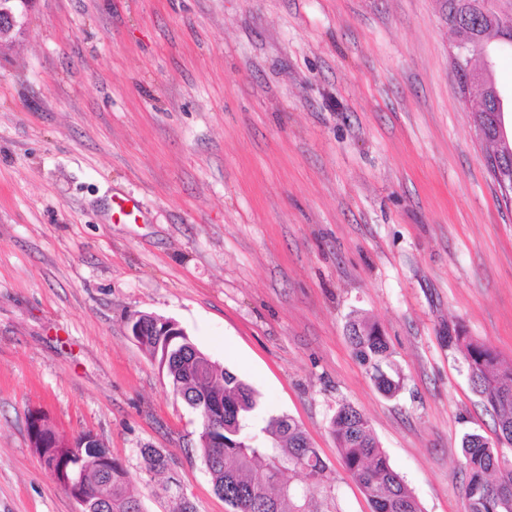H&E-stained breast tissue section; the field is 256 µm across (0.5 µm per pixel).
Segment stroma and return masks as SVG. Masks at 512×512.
Here are the masks:
<instances>
[{
	"instance_id": "obj_1",
	"label": "stroma",
	"mask_w": 512,
	"mask_h": 512,
	"mask_svg": "<svg viewBox=\"0 0 512 512\" xmlns=\"http://www.w3.org/2000/svg\"><path fill=\"white\" fill-rule=\"evenodd\" d=\"M442 0H37L0 49V512H78L28 423L89 431L146 512L169 460L196 512H229L198 415L128 334L175 320L296 419L371 512L330 421L369 419L423 512H464L462 439L494 434L454 328L512 364V209L452 63ZM136 198L137 220L112 202ZM384 330L380 394L346 325ZM496 156L493 155V158L489 159L488 155L485 154V155H483V161H484V164L486 165V168L493 180V183L496 187V190L499 194L501 201L504 204L509 205L511 207L512 206V187L510 189L507 186V184L504 180V176L501 174L500 169L498 168V164H497L498 162L495 159ZM493 165L495 166V168H493Z\"/></svg>"
}]
</instances>
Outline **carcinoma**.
Here are the masks:
<instances>
[{"instance_id":"carcinoma-1","label":"carcinoma","mask_w":512,"mask_h":512,"mask_svg":"<svg viewBox=\"0 0 512 512\" xmlns=\"http://www.w3.org/2000/svg\"><path fill=\"white\" fill-rule=\"evenodd\" d=\"M456 33L471 43L480 34L500 39L503 32H484L475 9L456 10ZM350 344L375 388L392 396L401 387L389 363V344L376 323L362 315L347 325ZM448 343L461 353L473 389L486 400L498 428L512 443V368L501 366L497 354L455 331ZM141 347L166 369L173 391L202 414L211 402L224 404V431L199 436V448L215 493L231 512H324L315 490L335 499L334 477L318 449L301 426L281 415L257 432L249 430L250 413L257 405L255 391L224 366L200 351L189 338L166 345L159 336L147 335ZM331 430L341 464L364 491L372 512H422L400 474L380 446L368 418L349 403L339 405ZM463 469L467 478L466 512H508L502 493L512 489V463L499 444L471 433L462 440ZM40 457L56 461V482L68 493L79 478L91 501V512H145L121 462L112 460V472L103 469L105 448H74L67 441L47 440L36 449ZM148 469L163 473L165 456L152 448L141 449Z\"/></svg>"}]
</instances>
